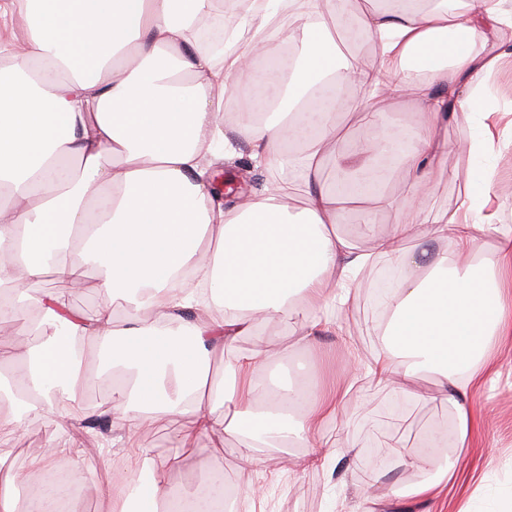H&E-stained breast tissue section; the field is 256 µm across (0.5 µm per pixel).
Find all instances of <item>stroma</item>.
I'll use <instances>...</instances> for the list:
<instances>
[{
	"label": "stroma",
	"mask_w": 512,
	"mask_h": 512,
	"mask_svg": "<svg viewBox=\"0 0 512 512\" xmlns=\"http://www.w3.org/2000/svg\"><path fill=\"white\" fill-rule=\"evenodd\" d=\"M488 85L495 110L486 122L490 123L501 148L485 159L495 175L492 191L477 190L475 199L483 203L482 213L487 223L512 225V61L495 73ZM366 98L363 90L349 88L338 123L344 144L359 140L370 142L378 135L377 129L363 122L356 111L358 103ZM486 122L479 115L461 110L445 124L443 135L448 140V152L437 158L425 180L428 206L420 217L422 223H435L443 212L454 209L461 201L473 163L468 145L472 138L480 135ZM368 278V273H361L350 302L336 313L335 328L311 336L308 346L297 343L307 322L305 314H286L260 327L264 341L274 346H287L284 361L288 367L306 365L318 386L341 389L351 381L355 387L342 408V421L322 431L331 452L325 466L298 467L297 459L306 455L307 450L295 443L268 449V461L251 466L252 483L264 490V497L256 502L254 512H329L336 501L351 510L359 493L381 495L396 481L420 484L440 476L442 466L438 463L428 471L419 472L397 467L390 461L380 470L367 465L364 459L365 448L380 444L379 431L393 400H401L406 406L398 431L412 453L424 452L429 433L454 423L453 410L434 398L431 379L418 381L412 392L402 395L374 386L365 379L354 380L347 364L348 355L365 362L378 347L363 300ZM490 354L497 372L474 399L484 416L481 432L475 436L471 447L460 448L449 440L441 448L444 456L457 462L454 489L440 495L429 507L409 501L406 512H465L470 505L478 510L484 495L503 503L512 500V335L496 341ZM111 397V392L99 390L97 385L87 386L74 406L70 426L60 427L54 417L45 416L26 420L13 432L0 435V455L5 458L0 471L14 473L25 468L46 446L69 444L72 434L77 432L82 436L90 465L72 470L70 476L83 491L85 512L101 510L100 486L108 473L102 466L99 446L106 436L114 440L112 463L115 466H122L127 448L140 450L141 456L134 469L140 481H149L155 468L165 464L169 467L171 490L181 494L214 477L239 483L242 474L234 438L203 436L195 451L182 450L177 446L176 432L187 425L188 419L179 416L162 426L143 428L131 441L120 423L99 426L94 423L97 410Z\"/></svg>",
	"instance_id": "1"
}]
</instances>
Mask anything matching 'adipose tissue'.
<instances>
[{"mask_svg":"<svg viewBox=\"0 0 512 512\" xmlns=\"http://www.w3.org/2000/svg\"><path fill=\"white\" fill-rule=\"evenodd\" d=\"M241 20L225 51L202 47L199 32L217 0H0V320L36 314L41 342L21 351L0 340V364L25 357L17 382L0 377V431L24 418L72 416L71 403L92 380L85 342L107 353L120 383L102 413L128 433L186 414L178 439L198 434L240 439L252 465L264 449L292 440L307 447L301 464L324 465L327 425L341 417L336 391L295 387L270 396L273 360L259 325L284 312H304L305 336L327 324L330 307L347 303L371 262L385 259L403 274L386 295L379 348L361 370L373 384L405 389L425 374L455 415L458 447H468L483 417L470 405L492 368L495 337L512 335V229L476 263L481 229L471 199L439 223L423 224V193L405 201L378 196L377 157L391 154L402 171L424 180L448 149L441 128L457 109L483 111L488 79L512 43L504 0H372L358 17L372 35L378 63L364 69L345 56L329 28L344 18V0H227ZM298 43L290 66L270 49ZM44 61L38 77L31 62ZM357 86L372 101L413 99L417 133L388 132L361 148L363 164L336 148V91ZM270 176L247 195L216 200L211 170L232 162L237 142ZM301 142L300 151L287 150ZM78 158L79 169L66 167ZM354 197L377 195L404 218L377 236L373 251L337 235L342 211L320 177L324 160ZM302 195L294 211L287 200ZM452 241L462 265L415 251L404 241ZM57 268L80 281L98 269L102 303L84 317L59 288L31 296L14 276L37 279ZM250 345H243L244 337ZM225 359V378L207 385V363ZM21 384L17 398L13 384ZM79 443L44 448L20 474L0 483V512H55L57 493L44 474L61 463L80 467ZM397 485L364 495L362 512H399L410 499L433 500L455 478Z\"/></svg>","mask_w":512,"mask_h":512,"instance_id":"ef3b65f1","label":"adipose tissue"}]
</instances>
